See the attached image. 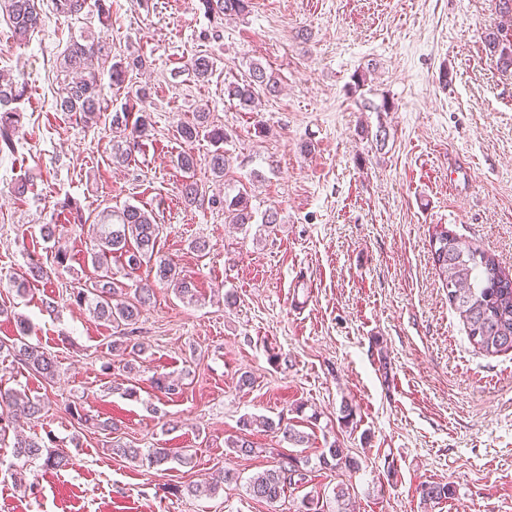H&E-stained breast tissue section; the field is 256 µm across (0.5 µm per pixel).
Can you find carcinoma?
<instances>
[{
  "mask_svg": "<svg viewBox=\"0 0 512 512\" xmlns=\"http://www.w3.org/2000/svg\"><path fill=\"white\" fill-rule=\"evenodd\" d=\"M86 5L87 0H53L55 11L67 16H80ZM201 5L207 14L239 18L250 13L251 0H201ZM0 11L6 14L14 37L19 42L26 41L28 36L43 26L39 0H0ZM484 41L489 54L497 57L503 68L512 67V34L498 28L487 32ZM104 52L105 47L92 34L84 31L66 45L56 64L60 77L56 106L60 111L85 123L101 118L107 111L98 68L94 64ZM140 63V59L130 64L122 61L112 63L113 84L122 86L128 68ZM187 66L196 77L202 79L211 76L213 72V61L206 55L191 57ZM277 89V79L260 64L253 63L247 75L225 85L224 93L228 98L238 101L242 109L253 112L259 100V92L272 94ZM25 93V83L0 74V142L9 151L14 149L15 138L19 137L21 128L20 114L12 104L23 98ZM143 98L144 93L135 91L129 95L132 105L112 115V127L123 135V139L112 144V159L117 162L129 161L132 156L131 146L149 132L150 114L138 107ZM177 134L188 146L200 136H207L214 146L208 158L209 170L216 178L224 177V172L229 168V158L222 148L227 139L224 129L208 126L206 114L202 112L195 121L180 124ZM181 194L190 205L204 199L201 184L193 178L182 184ZM224 217L230 224L244 226L253 223L255 215L247 189L242 188L232 196H224ZM96 227L91 260L100 270V275L88 286L79 284L71 287L69 300L79 306H87L93 316L117 330L118 336L112 340L111 349L134 353L142 348L139 337L135 336L136 325L141 309L151 300L153 285H172L181 298L190 301L196 297L195 289L192 282L181 275L163 254L161 225L156 223L148 210L133 204L117 211L107 210L100 216ZM433 236L437 238V246L432 252L433 260L448 288V300L467 326L470 343L488 355L512 350V269L501 267L495 258L484 251L460 242L449 235L445 227L436 226ZM112 258L121 261L131 274L147 268L153 276V283L135 289L134 299H129L124 283L112 274L109 266ZM18 327L17 336L0 340V354H7L13 362L46 380L52 379L56 371L53 357L26 341V320H20ZM47 406L45 400L31 397L24 391L0 389V408H8L7 415L0 414V441L13 436V454L22 461L14 479L31 491L36 488L35 482L27 481L26 471L31 463L40 460L41 467L46 470H63L71 463L69 453L56 443L52 435L31 437L16 432L15 424L19 419H38ZM254 425L280 431L283 439L295 446L306 443L307 436L288 425L280 427L267 419L256 417L242 421L244 430ZM107 451L121 459L146 463L150 467H160L171 460L167 448H151L144 452L140 448L116 442L109 445ZM308 464L307 458L282 454L274 468L249 480L247 491L255 499L273 503L281 497L286 487L308 483ZM319 464L337 469L343 465L352 467L355 462L343 455L341 449L331 447L320 456ZM231 479L233 475L223 471L201 483L170 485L167 493L172 496H198L205 492L214 494L222 488L224 482ZM453 493L452 486L447 483H427L420 489L425 501L438 502L450 498Z\"/></svg>",
  "mask_w": 512,
  "mask_h": 512,
  "instance_id": "obj_1",
  "label": "carcinoma"
}]
</instances>
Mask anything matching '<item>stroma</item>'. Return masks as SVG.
I'll return each mask as SVG.
<instances>
[{"mask_svg": "<svg viewBox=\"0 0 512 512\" xmlns=\"http://www.w3.org/2000/svg\"><path fill=\"white\" fill-rule=\"evenodd\" d=\"M108 3L103 26L45 0L46 23L24 43L0 17V71L27 84L23 135L0 152V275L52 264L61 245L71 257L25 293L0 287V338L24 317L29 342L57 361L46 380L0 354V387L48 399L25 433L52 434L72 459L61 471L32 468V495L11 476L10 443H0V512H303L310 495L334 512L339 485L355 512H512V352L473 347L429 246L440 225L512 267V68L485 50L499 21L493 0H252L232 20L205 14L199 0ZM86 27L113 60L143 61L121 88L109 65L99 68L111 112L123 110L128 88L146 92L153 128L122 165L108 116L83 123L56 108V58ZM197 54L214 60L212 76L187 70ZM253 63L280 90L249 112L224 85ZM385 98L391 110L377 111ZM200 111L227 133L232 166L214 181L212 145L200 139L196 180L211 195L251 186L253 206L276 210L278 223L236 230L222 208L184 202L177 126ZM66 199L81 222L61 211ZM127 203L152 211L165 255L192 277L198 300L155 286L139 321L145 351L118 355L111 325L64 298L70 282L98 275L89 250L100 214ZM44 224L55 225L54 239L41 235ZM228 291L235 305H225ZM244 372L251 386H239ZM166 374L182 376L179 394L153 387ZM75 401L90 424L69 415ZM250 416L291 424L308 441L242 431ZM108 419L117 431L101 429ZM243 433L255 454L229 450ZM115 440L187 453L193 464H134L108 454ZM332 445L357 468L320 467ZM282 453L310 458L307 484L273 503L253 499L250 477ZM222 469L236 478L216 495L165 491ZM433 481L454 496L423 501Z\"/></svg>", "mask_w": 512, "mask_h": 512, "instance_id": "1", "label": "stroma"}]
</instances>
